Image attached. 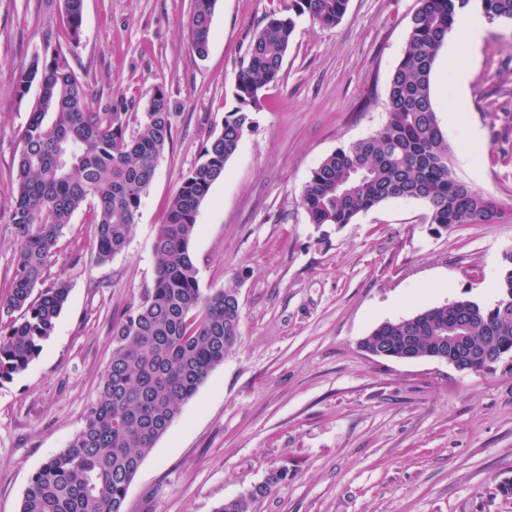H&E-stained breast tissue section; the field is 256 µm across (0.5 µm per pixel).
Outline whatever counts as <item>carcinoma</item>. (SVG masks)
<instances>
[{"label": "carcinoma", "mask_w": 512, "mask_h": 512, "mask_svg": "<svg viewBox=\"0 0 512 512\" xmlns=\"http://www.w3.org/2000/svg\"><path fill=\"white\" fill-rule=\"evenodd\" d=\"M349 0H289L286 13L257 27L249 60L235 84L236 106L219 134L202 148L183 176L154 239L155 280L143 302L112 319V354L99 381L96 401L66 448L29 479L19 512H122L127 487L143 459L167 433L182 406L224 363L236 343L240 305L236 293L200 288L191 255L196 217L212 186L252 127L264 91L277 83L292 41L295 18L309 15L322 27L345 16ZM216 0H195L189 20L192 44L207 52ZM71 42L80 39L83 0H64ZM479 12L489 22L512 20V0H419L403 56L391 74L386 120L374 134L340 147L312 171L301 205L312 224H351L364 212L393 199H414L441 228L485 224L497 202L457 179L450 147L431 97V73L456 14ZM38 97L22 132L17 195L11 208L19 246L14 273L0 293V382L23 373L52 336L68 297L62 282L43 287L63 229L86 207L100 263L121 252L130 238L142 197L159 159L172 143L174 118L161 86L152 89L137 130L120 102L93 112L84 84L64 55L35 59L20 74L16 90ZM499 299L484 307L460 298L434 307L416 324L386 321L363 338L373 348L387 337L395 355L408 347L424 354L438 348L448 321L464 325L470 348L492 347L489 358L512 354V250L503 253ZM286 477L265 483L215 512H253L255 503Z\"/></svg>", "instance_id": "obj_1"}]
</instances>
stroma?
<instances>
[{"instance_id":"35a3bbf8","label":"stroma","mask_w":512,"mask_h":512,"mask_svg":"<svg viewBox=\"0 0 512 512\" xmlns=\"http://www.w3.org/2000/svg\"><path fill=\"white\" fill-rule=\"evenodd\" d=\"M288 0H216L206 55L191 45L194 0H84L70 43L63 0H0V285L13 271L11 222L22 131L37 89L16 84L62 51L90 108L141 113L164 86L173 143L123 251L98 263L87 210L75 213L50 278L68 301L28 369L0 383V512H19L33 473L66 448L97 397L112 318L155 278L153 242L171 196L236 104L257 26ZM418 0H349L323 27L298 18L282 77L199 208L191 253L201 288L239 298L237 341L144 458L123 512H214L275 470L254 512H512V358L491 370L364 352L379 324L460 298L499 297L512 247V20L484 31L467 84L481 136L448 131L456 176L496 198L500 219L447 229L417 200H391L336 226L300 198L337 148L378 130Z\"/></svg>"}]
</instances>
